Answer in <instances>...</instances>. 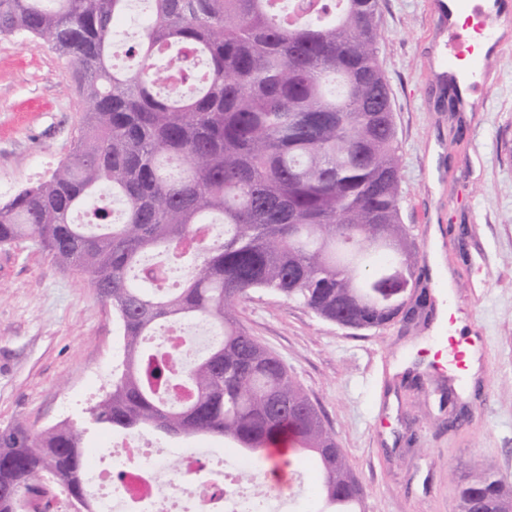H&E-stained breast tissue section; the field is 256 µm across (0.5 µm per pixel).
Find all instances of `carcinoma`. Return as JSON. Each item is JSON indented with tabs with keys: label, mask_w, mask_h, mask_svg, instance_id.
Wrapping results in <instances>:
<instances>
[{
	"label": "carcinoma",
	"mask_w": 512,
	"mask_h": 512,
	"mask_svg": "<svg viewBox=\"0 0 512 512\" xmlns=\"http://www.w3.org/2000/svg\"><path fill=\"white\" fill-rule=\"evenodd\" d=\"M135 0H0V36L48 43L76 67L89 104L70 157L0 200V246L31 245L107 293L123 370L88 411L104 430L216 434L254 454L310 452L319 512H357L362 487L321 411L237 318L252 292L282 296L348 329L404 313L417 250L401 222L396 129L377 54L378 0H147L135 68L112 39ZM123 218L112 222L107 197ZM204 224L224 236L195 242ZM188 263L149 285L144 258ZM220 332L180 379L144 340L162 322ZM183 384L189 395L171 397ZM86 428L0 429V512L35 498L60 512L55 469L85 512ZM459 512H512V480L488 466L459 486Z\"/></svg>",
	"instance_id": "carcinoma-1"
}]
</instances>
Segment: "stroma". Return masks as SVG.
Masks as SVG:
<instances>
[{"instance_id":"35a3bbf8","label":"stroma","mask_w":512,"mask_h":512,"mask_svg":"<svg viewBox=\"0 0 512 512\" xmlns=\"http://www.w3.org/2000/svg\"><path fill=\"white\" fill-rule=\"evenodd\" d=\"M439 0H379L378 57L399 143L401 217L420 257L418 285L438 303L430 272L451 276L457 321L478 320L493 401L469 433L443 428L442 384L396 379L392 366L434 345L425 317L347 329L258 292L238 318L279 357L321 410L364 487L363 512H459L475 462L512 479V37L498 40L476 112L448 106L433 72ZM87 102L76 68L39 39L0 38V198L49 178L74 146ZM123 358L112 306L80 271L35 247H0V427L40 433L80 421Z\"/></svg>"}]
</instances>
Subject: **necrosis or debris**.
Wrapping results in <instances>:
<instances>
[{
    "mask_svg": "<svg viewBox=\"0 0 512 512\" xmlns=\"http://www.w3.org/2000/svg\"><path fill=\"white\" fill-rule=\"evenodd\" d=\"M118 453L122 466L100 470L94 480L97 512H158L186 501L193 512H281L292 499L279 475L229 473L194 450L165 465L162 450L148 449L137 434L126 436Z\"/></svg>",
    "mask_w": 512,
    "mask_h": 512,
    "instance_id": "1",
    "label": "necrosis or debris"
}]
</instances>
